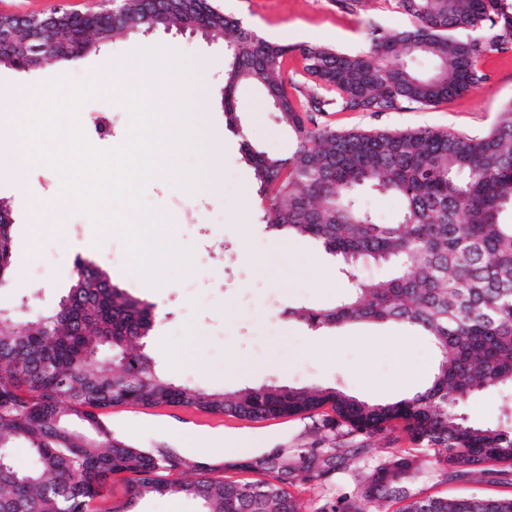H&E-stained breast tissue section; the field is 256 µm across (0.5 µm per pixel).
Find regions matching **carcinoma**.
<instances>
[{
	"mask_svg": "<svg viewBox=\"0 0 512 512\" xmlns=\"http://www.w3.org/2000/svg\"><path fill=\"white\" fill-rule=\"evenodd\" d=\"M409 24L368 23V48L346 53L323 45L268 40L224 12L217 0H121L89 12L75 29L66 14L47 22L0 15L10 41L0 67L31 70L68 64L150 30L201 32L224 39L220 103L259 183L262 223L274 234L316 241L340 264L347 288L330 307L290 306L288 318L312 330L391 323L426 337L438 354L427 385L397 401L371 403L334 387H283L268 381L232 392L179 383L149 347L154 306L111 283L89 263L73 276L56 307L21 321L0 308V512H131L146 497L183 496L200 512H298L289 487L299 478L336 476V440L382 434L402 425L412 442L444 450L442 469L461 475L495 464L512 471V427L484 424L464 412L475 397L501 395L512 413V102L493 128L469 135L445 128L337 130L323 112L380 114L435 106L488 80L479 69L491 51L512 49V0H393ZM299 52L316 92L289 90L283 60ZM433 61L423 73L407 60ZM257 88L288 128L285 158L256 148L242 124L237 88ZM390 194L398 222L380 224L360 203L363 191ZM13 224L0 223V279L10 277ZM366 266L386 269L365 278ZM108 364L97 363L103 350ZM122 405H181L261 420L312 413L324 406L331 442L312 448L298 467L276 452L256 462L257 481H224L205 462L167 448H138L102 421ZM30 467H15V448ZM415 455L393 453L358 475L353 496L327 498L319 512H370L405 500L399 512H512L503 499L413 497ZM196 478L182 481L186 468ZM125 482L113 499L112 483Z\"/></svg>",
	"mask_w": 512,
	"mask_h": 512,
	"instance_id": "1",
	"label": "carcinoma"
}]
</instances>
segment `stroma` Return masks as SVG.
<instances>
[{
    "mask_svg": "<svg viewBox=\"0 0 512 512\" xmlns=\"http://www.w3.org/2000/svg\"><path fill=\"white\" fill-rule=\"evenodd\" d=\"M225 13L239 18L259 35L285 44H318L359 53L368 47L366 27L376 21L391 30L406 26L405 16L386 0H366L351 9L342 0H219ZM111 0H0V13L42 15L110 6ZM151 48L153 57L142 56ZM190 63L206 59L202 78L206 111L219 133L209 150L210 179L189 192L182 175L197 169V154H161V175L151 180L145 199L161 218L165 244L159 260L161 284L152 288L128 269L130 255L114 229L96 230L77 206L61 208V221L30 228L25 215L59 194L65 175L54 168H33L23 187L0 173V197L11 205L13 269L0 287V307L25 308L35 314L54 306L66 293L76 259L99 263L113 283L153 303L157 321L150 339L160 369L171 378L211 391L255 387L269 380L283 386H334L369 402L400 400L428 382L436 361L432 345L418 333L394 324L362 323L321 334L311 343L305 325L282 316L285 307H328L344 293L336 260L313 240L270 235L261 221L258 185L243 162L240 142L229 131L220 105L224 79V42L196 33L162 30L135 34L67 65L36 71L0 67V93L16 94L18 114H25L43 89L104 73L125 76L133 63L144 80L166 87L180 82L177 69H158L154 56ZM480 68L489 79L465 96L432 107L412 105L378 116L367 112H326L322 122L339 130L447 128L466 133L490 129L502 106L512 101V50L491 52ZM242 121L252 142L269 155L288 156L293 141L267 100L253 87L237 90ZM81 126L96 148L108 150L127 141L131 118L123 96L99 91L79 112ZM182 250L184 260L170 254ZM104 423L117 438L141 448H169L191 461L207 462L216 477L251 481V465L285 449L298 455L321 440L320 416L243 420L180 406H117ZM233 433L252 438L250 446L225 450L217 436ZM401 431L349 441L350 461L333 487L300 480L290 492L302 512H317L328 496L353 492L359 467L411 447ZM419 473L411 493L438 496L508 498L512 480L486 466L480 480L439 476L433 449L418 453Z\"/></svg>",
    "mask_w": 512,
    "mask_h": 512,
    "instance_id": "35a3bbf8",
    "label": "stroma"
}]
</instances>
